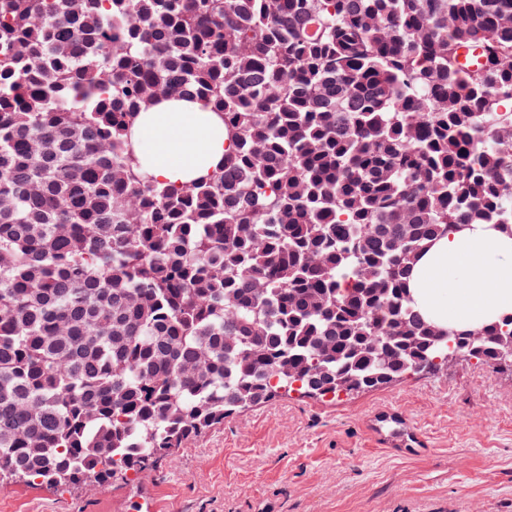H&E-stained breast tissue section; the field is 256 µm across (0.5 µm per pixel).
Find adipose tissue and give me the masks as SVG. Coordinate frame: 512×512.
<instances>
[{
    "mask_svg": "<svg viewBox=\"0 0 512 512\" xmlns=\"http://www.w3.org/2000/svg\"><path fill=\"white\" fill-rule=\"evenodd\" d=\"M132 140L145 173L172 187L216 172L230 147L215 113L176 99L141 113ZM408 288L417 311L457 332L512 316V235L489 224L449 229L420 256Z\"/></svg>",
    "mask_w": 512,
    "mask_h": 512,
    "instance_id": "obj_1",
    "label": "adipose tissue"
}]
</instances>
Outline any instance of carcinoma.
I'll list each match as a JSON object with an SVG mask.
<instances>
[{
	"mask_svg": "<svg viewBox=\"0 0 512 512\" xmlns=\"http://www.w3.org/2000/svg\"><path fill=\"white\" fill-rule=\"evenodd\" d=\"M180 96L232 149L174 189L129 135ZM510 100L512 0H0V477L107 482L293 376L418 374L422 250L512 232ZM511 348L512 317L467 343Z\"/></svg>",
	"mask_w": 512,
	"mask_h": 512,
	"instance_id": "carcinoma-1",
	"label": "carcinoma"
}]
</instances>
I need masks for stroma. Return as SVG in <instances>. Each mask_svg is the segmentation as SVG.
Instances as JSON below:
<instances>
[{"label":"stroma","instance_id":"obj_1","mask_svg":"<svg viewBox=\"0 0 512 512\" xmlns=\"http://www.w3.org/2000/svg\"><path fill=\"white\" fill-rule=\"evenodd\" d=\"M390 412L424 450L371 441ZM0 512H512V370L463 359L349 398L293 394L153 471L63 491L0 480Z\"/></svg>","mask_w":512,"mask_h":512}]
</instances>
